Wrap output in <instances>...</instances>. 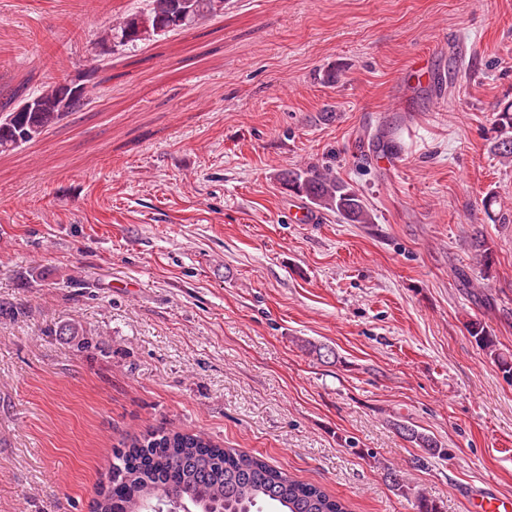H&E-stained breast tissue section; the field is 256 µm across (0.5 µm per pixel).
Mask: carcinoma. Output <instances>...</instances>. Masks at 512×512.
Returning <instances> with one entry per match:
<instances>
[{
	"mask_svg": "<svg viewBox=\"0 0 512 512\" xmlns=\"http://www.w3.org/2000/svg\"><path fill=\"white\" fill-rule=\"evenodd\" d=\"M225 0H148L145 12L124 18L104 33L103 45L115 34L133 29L129 44L151 41L195 28L220 15ZM59 84L0 100V153L12 151L40 138L65 116L82 111L87 95L62 107ZM493 149L512 161V102L495 109ZM283 183L319 209L329 210L349 224H370L372 216L362 197L327 167L310 165L282 174ZM476 263L489 270L494 250L483 235L471 240ZM468 332L495 361L503 377L512 380V354L497 348L483 323L472 320ZM308 355L323 361L334 352L325 345L300 340ZM399 433L429 456H448L431 435L397 424ZM386 479L416 512H438L435 502L412 492L403 476L387 469ZM150 503L155 512H348L346 502L322 487L303 482L247 452L223 448L210 437L168 427H150L113 452L108 484L97 492L92 512H142Z\"/></svg>",
	"mask_w": 512,
	"mask_h": 512,
	"instance_id": "1",
	"label": "carcinoma"
}]
</instances>
